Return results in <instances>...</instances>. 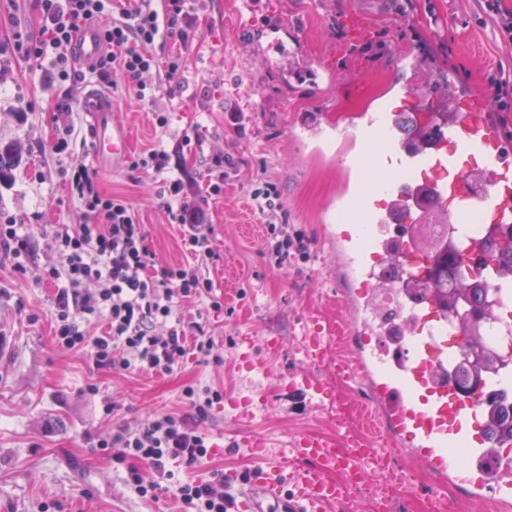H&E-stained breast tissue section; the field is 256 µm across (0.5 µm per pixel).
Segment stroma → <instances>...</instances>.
Here are the masks:
<instances>
[{
    "instance_id": "1",
    "label": "stroma",
    "mask_w": 512,
    "mask_h": 512,
    "mask_svg": "<svg viewBox=\"0 0 512 512\" xmlns=\"http://www.w3.org/2000/svg\"><path fill=\"white\" fill-rule=\"evenodd\" d=\"M512 0H195L188 39L166 37L151 51L178 57L177 84L148 75L154 101L114 90V119L127 127L131 152L166 151L163 175L124 163L98 171L102 193L125 198L147 233L157 267L192 264L182 229L171 223L158 191L164 178L187 182L189 196L207 211L211 257L200 267L213 288L189 300L174 298V315L202 323L214 357L191 355L171 374L138 367L102 371L89 354L58 344L52 315L54 284L41 270L57 262L50 234L60 224L93 215L64 176L75 157H91L92 128L79 110L99 74L73 64L60 81L47 63L31 65L11 52L13 35L39 37V0H0V142L22 149L20 164L0 183V223L19 225L33 240L24 271L0 254V512H179L169 495L150 500L125 482L124 465L100 451L118 429H137L154 415L189 413L185 386L220 390L200 430L210 448L209 467L257 473L252 448L289 447L302 432L335 435L341 427L374 429L364 407L368 388L350 389L329 370L303 361V336L331 326L334 360H354L345 334L347 316L334 277L329 226L337 199L352 186L336 146L352 133L338 125L332 142L299 136L300 123L322 112L438 111L435 97L402 95L396 63L411 54L429 73L453 74L456 96L488 97L512 147V107L492 102L493 80L512 81V38L500 14ZM230 112L246 113L239 128ZM168 120L158 127L156 114ZM239 158L222 173L225 154ZM264 174L281 198L285 220L310 241L307 261L276 269L264 255V219L251 200L252 178ZM220 194H212V183ZM220 309H212V302ZM254 337L256 356L265 338L280 349L265 368L235 364L241 336ZM324 379L323 408L290 392V378ZM251 406L248 422L238 410Z\"/></svg>"
}]
</instances>
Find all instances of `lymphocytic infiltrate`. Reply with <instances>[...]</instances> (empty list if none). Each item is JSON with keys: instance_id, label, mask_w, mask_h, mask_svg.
<instances>
[{"instance_id": "f902f5d3", "label": "lymphocytic infiltrate", "mask_w": 512, "mask_h": 512, "mask_svg": "<svg viewBox=\"0 0 512 512\" xmlns=\"http://www.w3.org/2000/svg\"><path fill=\"white\" fill-rule=\"evenodd\" d=\"M41 10L45 38L34 39L17 31L12 53L23 61H50L60 79L70 76L69 54L78 31L87 23L98 25L106 49L100 68L118 76L139 100L153 99L156 92L155 86L146 83L145 74L164 70L171 83L181 73L178 59L159 62L149 48L165 35L188 37L189 0H164L159 10L153 8L152 0H125L121 8L115 7L113 0H41ZM71 184L84 205L96 212L97 220L65 225L51 234L50 248L62 264L50 267L41 278L69 282L68 287L58 289L53 302L58 342L87 351L101 370L126 367L123 353L128 349L136 353L141 370L155 373L173 372L191 353L211 357L213 341L200 323L170 321L174 296H200L211 290V282L199 270L185 266L156 268L138 214L125 198L102 194L84 164L73 167ZM162 195L172 223L183 227L185 250L196 255L206 252V214L189 202L182 180L165 181ZM253 199L268 221L266 248L275 266L282 269L305 260L309 241L279 223L282 205L273 184L257 179ZM85 281L98 282L99 291H82ZM96 312L105 314L108 332L91 337L81 328L80 320ZM161 321L168 325L162 334L156 331ZM183 397L189 413L167 412L138 430H117L111 442L101 443L100 448L125 464V481L140 497L154 499L164 492L172 494L184 512H227L231 483L223 471L197 472L210 456L199 425L222 394L189 385ZM171 460L189 470L190 478L180 479L167 471L165 465Z\"/></svg>"}]
</instances>
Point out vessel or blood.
<instances>
[{"label": "vessel or blood", "mask_w": 512, "mask_h": 512, "mask_svg": "<svg viewBox=\"0 0 512 512\" xmlns=\"http://www.w3.org/2000/svg\"><path fill=\"white\" fill-rule=\"evenodd\" d=\"M81 65L93 70L102 57L97 27L81 29L76 38ZM80 109L90 118L94 130L93 160L102 170L119 167L130 149L127 129L112 118V95L89 86ZM375 117H368V135L363 151L374 152L386 171L379 190L390 197L395 208L430 214L435 203L447 201L448 224L467 223L479 215L486 224L512 223V163L507 162L495 123L478 95L449 100L448 120L434 130L404 132L397 120L385 123L375 133ZM481 166L489 177L485 194L471 195L465 176ZM348 207L361 221L337 231L332 238L336 272L347 279L366 278L370 270L365 248L377 242L381 250L392 247L384 227L390 213H376L361 196L350 199ZM350 337L371 329L367 306L356 297L345 300ZM462 336L449 335L445 312L434 311L429 321L415 324L398 349L375 346L358 351L350 374L365 379L379 411L383 429L394 445L412 459L429 465L439 483L429 495L430 512H453L444 493L448 481L465 486L470 499L483 497L492 488L503 500L512 499V462L495 464L494 454L477 432L476 401L459 396L447 381L448 351L460 345ZM472 460L479 479L463 470ZM371 462L377 478L371 484L374 496L371 512H393L399 486L390 468L386 449L373 447L347 432L344 437L315 434L298 436L291 448L276 455L269 470L260 476L261 496L281 501L282 478H290L296 495L287 501L290 512H347L351 486L364 479V462Z\"/></svg>", "instance_id": "1"}]
</instances>
